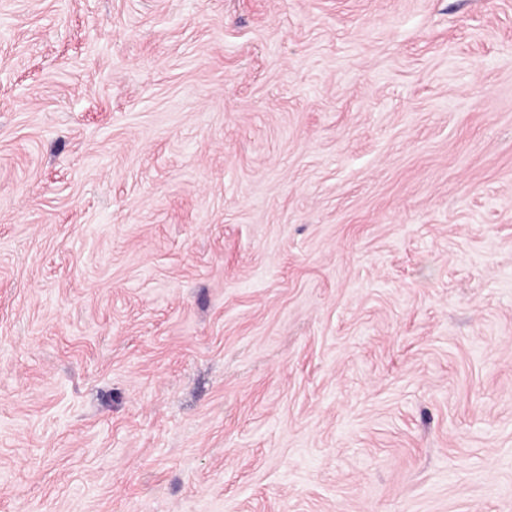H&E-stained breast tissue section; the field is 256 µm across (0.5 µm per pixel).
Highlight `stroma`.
I'll return each instance as SVG.
<instances>
[{"label": "stroma", "mask_w": 512, "mask_h": 512, "mask_svg": "<svg viewBox=\"0 0 512 512\" xmlns=\"http://www.w3.org/2000/svg\"><path fill=\"white\" fill-rule=\"evenodd\" d=\"M0 512H512V0H0Z\"/></svg>", "instance_id": "stroma-1"}]
</instances>
